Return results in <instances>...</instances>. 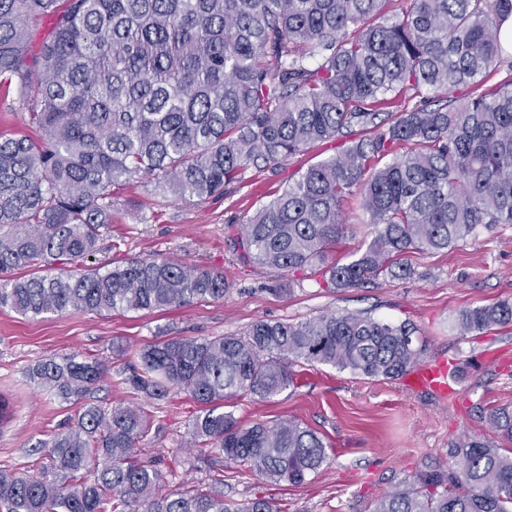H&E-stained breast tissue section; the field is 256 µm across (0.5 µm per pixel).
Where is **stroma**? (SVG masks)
Instances as JSON below:
<instances>
[{"instance_id": "stroma-1", "label": "stroma", "mask_w": 512, "mask_h": 512, "mask_svg": "<svg viewBox=\"0 0 512 512\" xmlns=\"http://www.w3.org/2000/svg\"><path fill=\"white\" fill-rule=\"evenodd\" d=\"M333 152L332 144L318 143L277 168H248L224 195L203 202L177 200L151 187L124 194L97 263L159 256L220 270L229 284L221 300L169 311L70 310L45 318L0 306V394L11 399L14 411L0 429V470L37 474L45 454L41 442L87 405H137L151 422L140 459L158 464L167 489L187 482L207 486L205 453L191 434L197 404L177 389L150 400L122 383L139 366L141 350L172 338L239 335L258 320L300 322L334 312L413 323L423 344L421 360H457L456 394L439 399L407 390L398 380L296 365L294 385L274 399L241 398L229 410L247 425L289 418L305 423L327 443V462L301 485L275 484L247 467L225 466L227 498L242 503L262 495L282 512H372L386 490L412 482L428 463H447L449 448L462 435L505 447L484 410H512V327L472 340L459 336L454 322L460 310L512 301V224L449 251L415 256L409 277L363 288L334 290L310 276L239 261L235 241L242 217ZM491 353L498 363L488 362ZM72 355L109 363L108 374L85 397L65 401L30 382L27 372L39 361Z\"/></svg>"}]
</instances>
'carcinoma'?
Returning a JSON list of instances; mask_svg holds the SVG:
<instances>
[{"label": "carcinoma", "mask_w": 512, "mask_h": 512, "mask_svg": "<svg viewBox=\"0 0 512 512\" xmlns=\"http://www.w3.org/2000/svg\"><path fill=\"white\" fill-rule=\"evenodd\" d=\"M392 2L0 0V95L17 89L40 132L0 135V274L55 271L1 282L0 305L37 317L224 298V272L165 258L83 273L67 265L97 252L136 184L206 200L250 166L279 165L356 126L369 135L243 220V263L362 288L411 274L419 254L512 224V61L500 40L512 0H405L398 13ZM46 18L34 52L31 32ZM504 65L510 74L489 83ZM347 204L366 216L371 239L331 262ZM456 325L472 338L512 327V301L464 309ZM415 333L406 321L337 312L149 345L123 383L157 400L178 389L201 406L192 434L212 452L211 484L166 491L156 464L137 458L146 411L90 405L39 443L48 458L38 475L0 471V512H278L264 496L224 499L221 466L300 485L327 461V444L292 419L242 425L224 402L276 397L294 384L295 362L397 380L421 354ZM107 372L103 360L69 356L29 375L67 400ZM486 414L511 441L512 412ZM448 455L458 472L432 464L373 512H512L511 450L467 437Z\"/></svg>", "instance_id": "carcinoma-1"}]
</instances>
